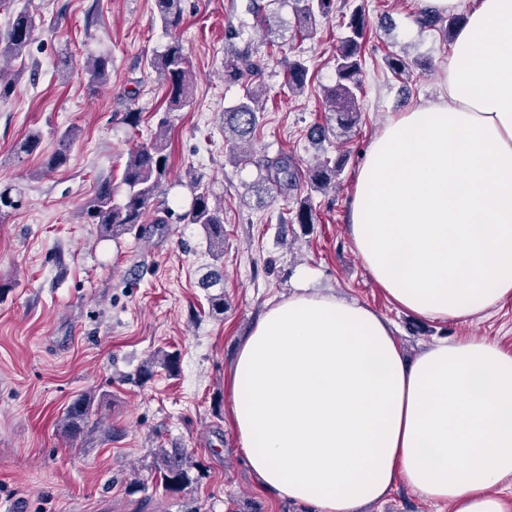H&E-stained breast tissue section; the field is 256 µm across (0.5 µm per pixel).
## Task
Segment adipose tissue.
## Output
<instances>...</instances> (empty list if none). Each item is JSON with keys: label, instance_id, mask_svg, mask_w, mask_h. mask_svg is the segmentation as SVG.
<instances>
[{"label": "adipose tissue", "instance_id": "ef3b65f1", "mask_svg": "<svg viewBox=\"0 0 512 512\" xmlns=\"http://www.w3.org/2000/svg\"><path fill=\"white\" fill-rule=\"evenodd\" d=\"M460 13L446 96L387 117L348 233L395 307L441 321L512 299V0H420ZM232 426L259 487L357 512L402 483L452 512H512V353L441 338L406 358L393 323L307 286L241 342Z\"/></svg>", "mask_w": 512, "mask_h": 512}]
</instances>
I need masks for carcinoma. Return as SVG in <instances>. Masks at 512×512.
Instances as JSON below:
<instances>
[{"label":"carcinoma","instance_id":"1","mask_svg":"<svg viewBox=\"0 0 512 512\" xmlns=\"http://www.w3.org/2000/svg\"><path fill=\"white\" fill-rule=\"evenodd\" d=\"M299 32L311 36L317 25L332 16L335 0H294ZM12 0H0V8L9 12V23L4 34L0 35V57L7 60L23 58L32 42L35 18L31 9L24 7L11 10ZM157 16L162 28L168 32L178 30L183 23L181 0H156ZM415 20L422 28H430L448 36L453 28L463 21L462 16L445 17L435 13L419 12ZM347 33L336 51V82L324 91L326 105L333 112L337 128L347 133L357 126L361 118L360 98L362 96V68L364 43V18L362 10L355 9L348 23ZM111 60L97 56L88 62L91 72L90 91L104 84L110 78ZM152 68L163 77L166 83V114L159 118L158 134L147 143L135 146L129 154L122 174L125 193L115 197L109 182L101 184L85 206L88 223L97 224L101 232L113 238L133 230L145 223L149 205L159 192L169 170L166 133L170 125L168 113L180 111L190 105L192 98L193 75L188 68L186 56L179 40H173L167 48L151 61ZM288 90L302 92L309 84V68L300 58L285 62ZM261 71L260 60L254 58L250 47L232 52L224 59V80L230 83L242 81L245 77ZM243 96L238 104L224 111V140L230 145L233 155L246 153L257 130L260 112L263 111L262 89L256 85L243 86ZM74 128L65 129L58 147L48 160L45 170L53 171L62 166L68 157L70 143L75 139ZM273 171L269 182H258L257 194L269 193L271 188L279 191L293 190L300 183L299 170L293 159L282 155L272 161ZM341 169V160L325 158L317 161L310 170L308 186L319 190L336 179ZM193 199L180 220L187 224L202 227L210 248L216 256L224 254V218L221 210L211 206L209 184L196 177L191 179ZM160 364L172 371L177 360L169 353H161L146 363L140 370L138 382L142 383L153 376L154 364ZM100 400L96 395H81L67 407L62 419V427L70 437L78 438L85 433L90 416L95 413V405ZM157 479L166 495L174 497L183 493L194 481L191 472L197 477L205 474V465L194 459L184 448H163L155 464Z\"/></svg>","mask_w":512,"mask_h":512}]
</instances>
